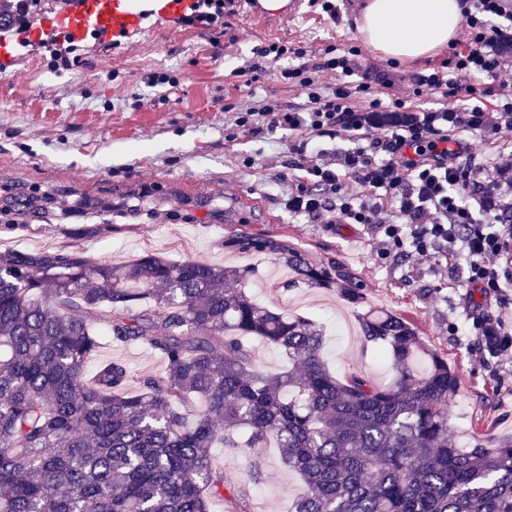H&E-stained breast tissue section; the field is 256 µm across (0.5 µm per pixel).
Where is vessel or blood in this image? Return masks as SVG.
Here are the masks:
<instances>
[{
    "label": "vessel or blood",
    "mask_w": 512,
    "mask_h": 512,
    "mask_svg": "<svg viewBox=\"0 0 512 512\" xmlns=\"http://www.w3.org/2000/svg\"><path fill=\"white\" fill-rule=\"evenodd\" d=\"M195 0H69L66 9L44 25L43 31L72 40L95 35L102 39L123 36L137 26L144 13L187 14Z\"/></svg>",
    "instance_id": "obj_1"
}]
</instances>
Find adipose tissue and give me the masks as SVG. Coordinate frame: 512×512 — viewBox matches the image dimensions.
<instances>
[{"mask_svg": "<svg viewBox=\"0 0 512 512\" xmlns=\"http://www.w3.org/2000/svg\"><path fill=\"white\" fill-rule=\"evenodd\" d=\"M355 25L368 51L415 62L458 38L462 11L459 0H365Z\"/></svg>", "mask_w": 512, "mask_h": 512, "instance_id": "ef3b65f1", "label": "adipose tissue"}]
</instances>
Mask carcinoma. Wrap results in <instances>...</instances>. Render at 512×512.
<instances>
[{
    "mask_svg": "<svg viewBox=\"0 0 512 512\" xmlns=\"http://www.w3.org/2000/svg\"><path fill=\"white\" fill-rule=\"evenodd\" d=\"M238 247L365 308L361 335L392 382L333 373L321 327L256 302L245 267L0 253V512H211L217 500L252 512L213 449L272 442L302 481L290 512H512V438L448 446L460 379L410 321L369 304L334 259L271 239ZM246 336L288 369L262 370ZM104 340L146 345L163 371L134 380L113 360L86 372Z\"/></svg>",
    "mask_w": 512,
    "mask_h": 512,
    "instance_id": "1",
    "label": "carcinoma"
}]
</instances>
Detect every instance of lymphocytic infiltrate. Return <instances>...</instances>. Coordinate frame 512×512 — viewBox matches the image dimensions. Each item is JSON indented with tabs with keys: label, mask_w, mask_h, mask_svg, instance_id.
Here are the masks:
<instances>
[{
	"label": "lymphocytic infiltrate",
	"mask_w": 512,
	"mask_h": 512,
	"mask_svg": "<svg viewBox=\"0 0 512 512\" xmlns=\"http://www.w3.org/2000/svg\"><path fill=\"white\" fill-rule=\"evenodd\" d=\"M464 15L475 31L469 48L450 52L440 69L415 80L441 98L461 99L459 108L409 105L390 95L388 74L330 54L310 65L303 48L274 42L235 76L249 87L272 63L294 59L279 76L306 85L308 105H268L242 113L236 125L291 132L289 167L297 176L284 201L290 215L372 225L385 245L410 244L419 262L465 261L468 282L487 301L512 287V267L503 263L512 254V180L488 176V163L467 156L466 139L512 128L511 84L502 88L499 109L474 103L481 75H495L503 64L496 44L512 41V0H464ZM320 70L335 72L332 91L316 81ZM325 137L342 140V147L328 152Z\"/></svg>",
	"instance_id": "1"
}]
</instances>
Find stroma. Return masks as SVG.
I'll return each mask as SVG.
<instances>
[{"instance_id":"stroma-1","label":"stroma","mask_w":512,"mask_h":512,"mask_svg":"<svg viewBox=\"0 0 512 512\" xmlns=\"http://www.w3.org/2000/svg\"><path fill=\"white\" fill-rule=\"evenodd\" d=\"M363 0H337L331 21L309 0H290L277 13L236 0L222 34L148 15L118 44L93 37L77 43L79 65L56 66L30 33L7 30L12 58L0 65V252H65L78 247L115 264L147 252L217 265L249 266L248 285L259 303L318 321L322 354L338 373L357 372L390 383L394 372L360 334L343 338L338 319L359 309L332 288H293L292 271L266 254L237 249L244 237L282 241L320 261L333 258L356 277L372 305L400 313L460 378L448 410V440L512 438V355L484 354L475 319L497 313L496 301L470 302L459 265L440 274L416 264L408 247L380 256L381 238L364 224H318L288 215L283 200L288 133L267 129L228 139L238 113L268 103L301 108L308 90L266 75L244 89L233 68L273 42L304 47L315 63L328 46L357 49L362 69L396 77L393 92L415 105L438 102L412 79L432 72L447 50L402 64L363 50L354 19ZM165 71L176 85H148ZM125 363L131 376L161 372L145 345L103 344L94 363ZM216 466L229 483L248 485L256 512H288L302 491L277 449L252 456L246 448H219ZM263 479L250 481V467Z\"/></svg>"}]
</instances>
